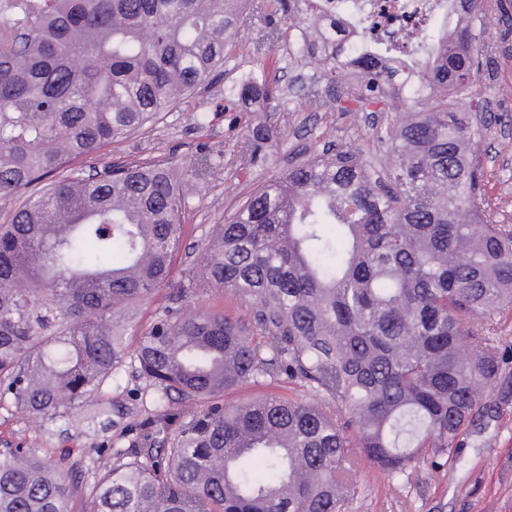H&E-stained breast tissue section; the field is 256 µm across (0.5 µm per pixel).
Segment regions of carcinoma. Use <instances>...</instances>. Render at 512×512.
Returning a JSON list of instances; mask_svg holds the SVG:
<instances>
[{
    "mask_svg": "<svg viewBox=\"0 0 512 512\" xmlns=\"http://www.w3.org/2000/svg\"><path fill=\"white\" fill-rule=\"evenodd\" d=\"M288 20L298 89L253 68L224 106L318 112L384 102L381 166L341 144L296 158L202 243L171 304L135 336L139 305L172 277L188 185L208 154L109 165L72 160L127 138L224 65L247 0H0V380L16 408L89 425L126 362L156 391L162 430L99 455L88 483L32 448L0 449V512H347L352 451L391 476L442 458L483 415L502 372L492 315L512 306V224L492 220L472 155L476 79L505 31L485 0H447L404 29L393 65L321 0H272ZM430 46L420 67L409 57ZM278 133L248 128L264 164ZM217 288L245 318L205 308ZM309 397L226 402L250 384ZM177 425H164L171 404ZM91 406L81 415L76 406Z\"/></svg>",
    "mask_w": 512,
    "mask_h": 512,
    "instance_id": "obj_1",
    "label": "carcinoma"
}]
</instances>
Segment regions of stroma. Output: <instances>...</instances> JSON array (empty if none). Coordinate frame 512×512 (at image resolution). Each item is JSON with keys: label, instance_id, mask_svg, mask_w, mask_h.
<instances>
[{"label": "stroma", "instance_id": "1", "mask_svg": "<svg viewBox=\"0 0 512 512\" xmlns=\"http://www.w3.org/2000/svg\"><path fill=\"white\" fill-rule=\"evenodd\" d=\"M253 66V59L232 56L223 75L203 81L194 94L162 112L156 122L75 161L74 169L136 159L186 166L198 154H210L213 169L190 186L182 213L184 241L195 244L206 238L211 225L223 223L241 198L280 177L296 152L311 158L324 148L347 143L369 160L382 157L380 135L390 113L282 111L276 118L284 135L266 163L258 168L243 165L239 152L252 116L225 111L224 86ZM478 84L489 117L474 156L484 174L487 210L492 219L512 224V32L481 71ZM198 112L210 116L201 130L193 123ZM199 260V253L179 252L171 280L140 305L139 326H147L162 313L169 295L181 286L183 270ZM100 399L109 410L88 429L63 420L20 417L10 396L0 397V444L65 458L86 477H93L98 452L128 448L140 423L156 416L149 387L128 366L107 380ZM484 400L485 416L465 430L460 446L441 465L424 459L410 477L393 479L359 460L351 512H512V361L486 389Z\"/></svg>", "mask_w": 512, "mask_h": 512}]
</instances>
